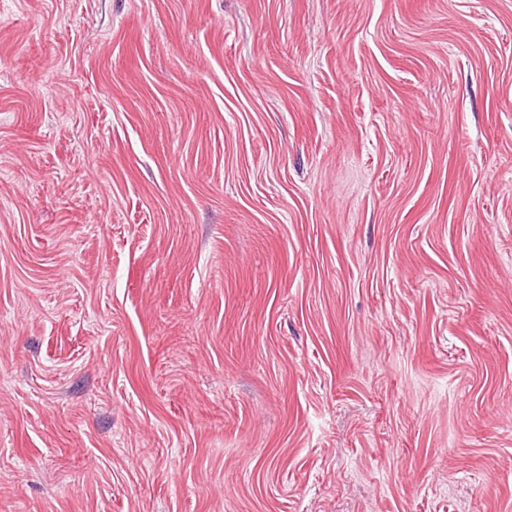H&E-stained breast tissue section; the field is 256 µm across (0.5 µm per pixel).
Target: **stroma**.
<instances>
[{"instance_id":"obj_1","label":"stroma","mask_w":512,"mask_h":512,"mask_svg":"<svg viewBox=\"0 0 512 512\" xmlns=\"http://www.w3.org/2000/svg\"><path fill=\"white\" fill-rule=\"evenodd\" d=\"M0 512H512V0H0Z\"/></svg>"}]
</instances>
